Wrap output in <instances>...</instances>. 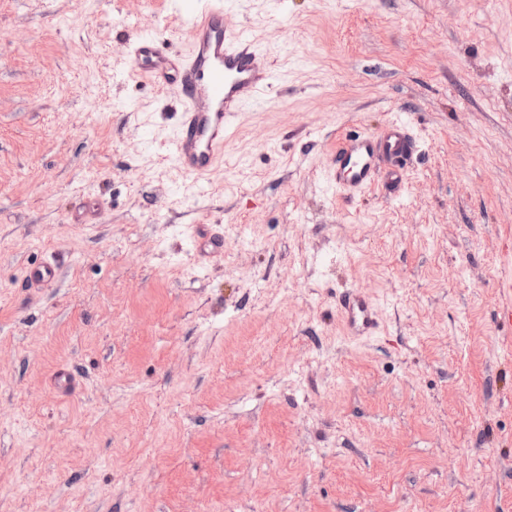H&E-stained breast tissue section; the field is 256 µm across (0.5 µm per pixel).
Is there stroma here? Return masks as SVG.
Masks as SVG:
<instances>
[{
  "mask_svg": "<svg viewBox=\"0 0 512 512\" xmlns=\"http://www.w3.org/2000/svg\"><path fill=\"white\" fill-rule=\"evenodd\" d=\"M181 2L0 0V512H512V0H224L280 80L199 185L124 52ZM415 150L408 127L400 120L389 121L378 133L350 134L336 148L329 181L341 195L380 187L397 192ZM337 311L353 338L373 336L380 329L376 304L359 289L346 291L339 299Z\"/></svg>",
  "mask_w": 512,
  "mask_h": 512,
  "instance_id": "35a3bbf8",
  "label": "stroma"
}]
</instances>
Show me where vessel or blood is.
Instances as JSON below:
<instances>
[{
	"instance_id": "1",
	"label": "vessel or blood",
	"mask_w": 512,
	"mask_h": 512,
	"mask_svg": "<svg viewBox=\"0 0 512 512\" xmlns=\"http://www.w3.org/2000/svg\"><path fill=\"white\" fill-rule=\"evenodd\" d=\"M188 52L168 51L163 37H136L128 55L141 75L159 88L177 84L180 116L163 146L175 166L202 179L223 160L233 142L244 108L261 100L272 86V72L259 45L239 25L224 19V0H200L185 17ZM416 150L405 122L393 120L376 133L346 136L328 172L343 195L377 188L399 191L404 171ZM337 311L351 337L376 334V304L360 290L346 291Z\"/></svg>"
}]
</instances>
